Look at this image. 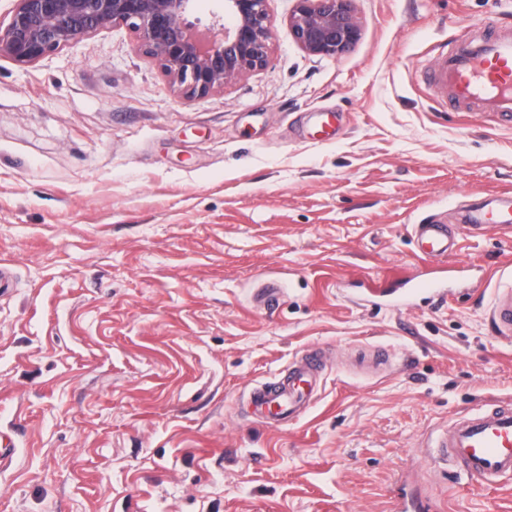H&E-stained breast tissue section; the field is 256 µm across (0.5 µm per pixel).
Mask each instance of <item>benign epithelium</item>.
<instances>
[{
	"mask_svg": "<svg viewBox=\"0 0 512 512\" xmlns=\"http://www.w3.org/2000/svg\"><path fill=\"white\" fill-rule=\"evenodd\" d=\"M0 27V54L28 64L100 29L125 26L138 49L157 61L189 96H203L266 66L270 28L266 0H224V36L190 29L189 0H15ZM289 25L297 44L338 56L358 38L351 0H296Z\"/></svg>",
	"mask_w": 512,
	"mask_h": 512,
	"instance_id": "1",
	"label": "benign epithelium"
}]
</instances>
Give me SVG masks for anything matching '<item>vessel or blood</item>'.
I'll return each instance as SVG.
<instances>
[{"mask_svg": "<svg viewBox=\"0 0 512 512\" xmlns=\"http://www.w3.org/2000/svg\"><path fill=\"white\" fill-rule=\"evenodd\" d=\"M431 81L444 101L461 109L482 106L512 117V36L479 40L456 38L443 50ZM490 222L512 233V199L487 201ZM424 255L443 261L459 250L444 224L413 227ZM491 318L498 336L512 339V284L496 289ZM324 370L314 354L296 358L281 380L253 388L247 397L252 414L270 426L298 418ZM430 450L437 459L452 460L461 472L488 486L512 477V401L482 406L450 421L435 435Z\"/></svg>", "mask_w": 512, "mask_h": 512, "instance_id": "vessel-or-blood-1", "label": "vessel or blood"}]
</instances>
